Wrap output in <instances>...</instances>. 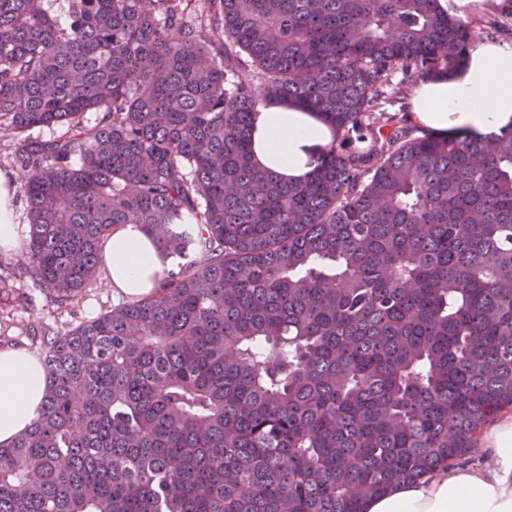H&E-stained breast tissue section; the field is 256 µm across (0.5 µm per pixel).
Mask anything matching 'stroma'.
Returning a JSON list of instances; mask_svg holds the SVG:
<instances>
[{"mask_svg":"<svg viewBox=\"0 0 512 512\" xmlns=\"http://www.w3.org/2000/svg\"><path fill=\"white\" fill-rule=\"evenodd\" d=\"M490 39L512 44V0H486L478 17L469 19ZM20 252L0 251V349L19 347L45 355L50 339L76 328L112 307L123 296L113 292L106 270H98L94 283L66 305H58L30 275Z\"/></svg>","mask_w":512,"mask_h":512,"instance_id":"stroma-1","label":"stroma"}]
</instances>
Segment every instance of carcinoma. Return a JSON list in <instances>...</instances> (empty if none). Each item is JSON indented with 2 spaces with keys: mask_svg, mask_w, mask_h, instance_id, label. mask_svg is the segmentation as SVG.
I'll return each instance as SVG.
<instances>
[{
  "mask_svg": "<svg viewBox=\"0 0 512 512\" xmlns=\"http://www.w3.org/2000/svg\"><path fill=\"white\" fill-rule=\"evenodd\" d=\"M47 4L0 0L26 273L70 303L117 224L174 267L49 342L0 512H361L472 448L512 405V128L394 109L468 26L438 0ZM267 96L335 127L302 182L251 159Z\"/></svg>",
  "mask_w": 512,
  "mask_h": 512,
  "instance_id": "carcinoma-1",
  "label": "carcinoma"
}]
</instances>
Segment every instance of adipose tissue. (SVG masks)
<instances>
[{"mask_svg":"<svg viewBox=\"0 0 512 512\" xmlns=\"http://www.w3.org/2000/svg\"><path fill=\"white\" fill-rule=\"evenodd\" d=\"M410 119L434 138L486 137L512 128V45L473 35L456 72L420 80L409 98ZM334 139L330 120L297 102L267 98L252 118L254 158L285 180L309 176ZM15 179L0 176V248L19 250ZM103 261L115 293L130 299L154 294L169 264L137 224L112 228ZM45 399L43 360L23 348L0 349V445L32 424ZM491 456L481 469L443 468L365 502L363 512H512V413L499 416L479 436Z\"/></svg>","mask_w":512,"mask_h":512,"instance_id":"adipose-tissue-1","label":"adipose tissue"}]
</instances>
